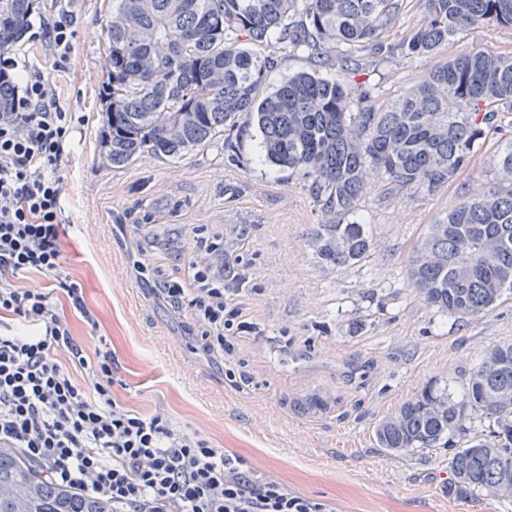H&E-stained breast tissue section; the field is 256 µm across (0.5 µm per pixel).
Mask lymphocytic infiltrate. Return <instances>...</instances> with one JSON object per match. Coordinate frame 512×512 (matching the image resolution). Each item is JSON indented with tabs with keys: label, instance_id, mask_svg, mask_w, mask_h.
Segmentation results:
<instances>
[{
	"label": "lymphocytic infiltrate",
	"instance_id": "f902f5d3",
	"mask_svg": "<svg viewBox=\"0 0 512 512\" xmlns=\"http://www.w3.org/2000/svg\"><path fill=\"white\" fill-rule=\"evenodd\" d=\"M73 26L62 13L30 29L50 47L55 70L70 63ZM0 74L16 80L11 108L0 112V316L18 324L0 333V447L18 449L52 481L110 502L112 512H335L174 426L163 411L144 415L115 397L116 354L106 347L87 356L74 337L71 315L93 328L98 321L81 286L62 273L58 169L73 114L39 67L8 55ZM223 250L222 239L197 235L186 278L155 280L151 292L188 312L194 352L222 357L225 379L240 389L248 378L229 336L247 324L226 297L239 274L212 266ZM33 273L52 287H30ZM77 369L84 379L74 378Z\"/></svg>",
	"mask_w": 512,
	"mask_h": 512
}]
</instances>
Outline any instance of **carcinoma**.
<instances>
[{"instance_id":"cac0c4a2","label":"carcinoma","mask_w":512,"mask_h":512,"mask_svg":"<svg viewBox=\"0 0 512 512\" xmlns=\"http://www.w3.org/2000/svg\"><path fill=\"white\" fill-rule=\"evenodd\" d=\"M12 20L0 52L29 25L35 0H0ZM421 18L405 52L431 55L467 32L512 28V0H416ZM408 0H112L105 24L102 148L114 165L144 152L175 158L210 142L230 121L258 128L269 163L302 169L313 194L336 216L314 234L330 266L357 263L372 250L353 213L370 174L390 190H440L467 166L476 142L512 125V53L473 48L431 69L392 102L362 94L351 111L345 87L300 72L261 97L275 61L273 42L319 55L345 48L344 60L380 38ZM498 181L436 224L413 250L407 276L428 304L461 317L496 309L512 295V142L498 154ZM380 448L406 454L452 450L448 494L512 501V343L493 348L470 372L463 396L426 386L382 418ZM0 512H112V505L44 478L15 448L0 447Z\"/></svg>"}]
</instances>
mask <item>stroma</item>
<instances>
[{"label": "stroma", "mask_w": 512, "mask_h": 512, "mask_svg": "<svg viewBox=\"0 0 512 512\" xmlns=\"http://www.w3.org/2000/svg\"><path fill=\"white\" fill-rule=\"evenodd\" d=\"M67 10L76 36L66 71L54 70L42 42L24 36L13 50L45 72L76 116L60 165L63 266L99 320L93 330L73 319L74 335L87 354L104 343L115 351L117 397L144 414L165 410L175 425L202 432L336 512H512V502L449 495L447 449L392 455L374 439L377 421L404 400L433 383L460 393L489 350L512 342V299L476 317L443 314L407 280L428 225L495 184L497 153L512 140V127L489 132L468 166L437 192L415 186L392 193L383 175H372L353 216L370 234L371 254L327 266L311 240L332 216L303 170L264 161L257 128L225 126L178 158L145 153L123 166L104 163L103 27L112 0H36L30 21ZM419 18L411 7L383 33L386 53H358L349 66L337 46L313 57L273 44L267 53L276 66L261 89L308 71L387 101L449 57L475 47L512 51V28L488 27L431 56L406 54L401 44ZM199 230L222 235L225 263L247 277L245 290L230 298L253 326L233 340L250 378L241 391L193 353L179 318L144 294L134 268L132 248L146 236L155 241L149 263L182 277L188 261L180 252Z\"/></svg>", "instance_id": "1"}]
</instances>
